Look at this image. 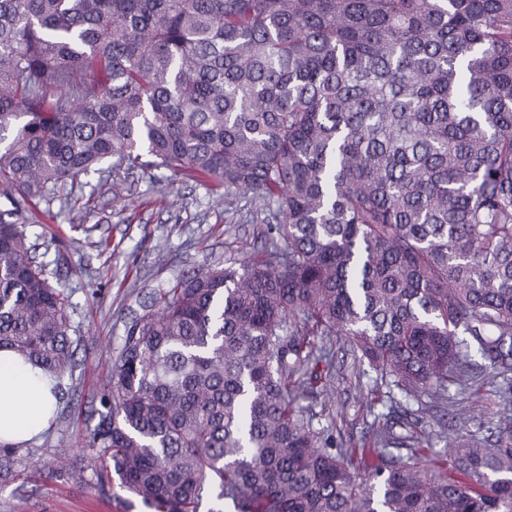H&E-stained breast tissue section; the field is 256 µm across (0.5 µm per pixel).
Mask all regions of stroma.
Masks as SVG:
<instances>
[{
    "label": "stroma",
    "mask_w": 512,
    "mask_h": 512,
    "mask_svg": "<svg viewBox=\"0 0 512 512\" xmlns=\"http://www.w3.org/2000/svg\"><path fill=\"white\" fill-rule=\"evenodd\" d=\"M118 180L122 189L116 192L98 175L80 176L67 190L89 198L82 213L43 201L26 227L50 283L69 295L70 336L78 351L44 436L15 448L17 470L41 477L27 484L0 477V512H153L118 483L98 485L92 452L79 444L98 422L100 384L132 320L143 315L148 292L198 268L234 264L264 240V225L252 221V204L242 201L236 212H227L222 194L204 183L164 168L124 173ZM352 367L348 343L337 341L334 385L346 415L337 423L316 416L314 426L335 425L344 441L358 444L373 417ZM61 457L83 468L84 483L55 470Z\"/></svg>",
    "instance_id": "1"
}]
</instances>
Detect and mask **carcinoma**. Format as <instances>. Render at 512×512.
Masks as SVG:
<instances>
[{
    "label": "carcinoma",
    "mask_w": 512,
    "mask_h": 512,
    "mask_svg": "<svg viewBox=\"0 0 512 512\" xmlns=\"http://www.w3.org/2000/svg\"><path fill=\"white\" fill-rule=\"evenodd\" d=\"M145 153L267 228L128 327L83 442L100 482L156 512L212 489L236 512H512V0H0V349L57 382L69 297L27 212ZM338 337L390 403L358 447L301 405L344 414ZM484 386L493 438L425 432Z\"/></svg>",
    "instance_id": "1"
}]
</instances>
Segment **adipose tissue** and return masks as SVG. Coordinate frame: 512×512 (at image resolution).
Returning <instances> with one entry per match:
<instances>
[{"label": "adipose tissue", "instance_id": "adipose-tissue-1", "mask_svg": "<svg viewBox=\"0 0 512 512\" xmlns=\"http://www.w3.org/2000/svg\"><path fill=\"white\" fill-rule=\"evenodd\" d=\"M54 383L32 365L0 350V443L18 445L39 437L56 405Z\"/></svg>", "mask_w": 512, "mask_h": 512}]
</instances>
